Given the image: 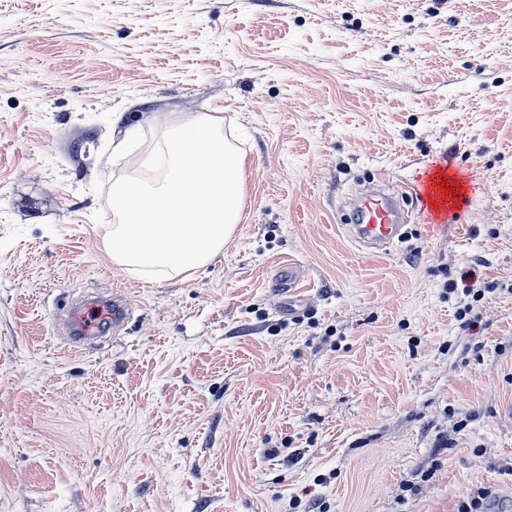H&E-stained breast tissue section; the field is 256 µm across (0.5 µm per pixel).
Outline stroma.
Instances as JSON below:
<instances>
[{"mask_svg": "<svg viewBox=\"0 0 512 512\" xmlns=\"http://www.w3.org/2000/svg\"><path fill=\"white\" fill-rule=\"evenodd\" d=\"M201 114L246 157L241 222L190 274L114 263L111 185ZM441 170L461 214L387 255L344 237L372 178ZM90 292L131 315L76 351L57 320ZM478 486L512 512V0H0V512Z\"/></svg>", "mask_w": 512, "mask_h": 512, "instance_id": "35a3bbf8", "label": "stroma"}]
</instances>
